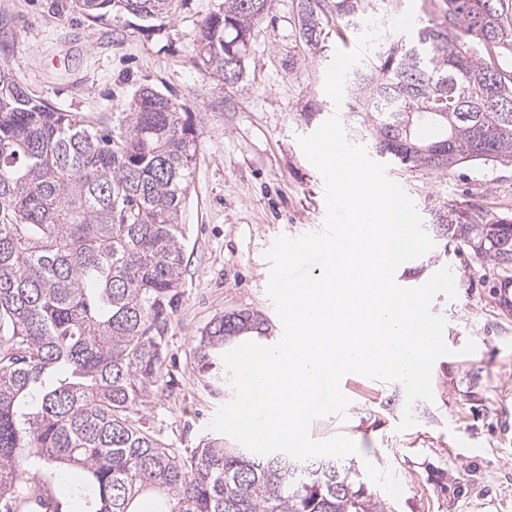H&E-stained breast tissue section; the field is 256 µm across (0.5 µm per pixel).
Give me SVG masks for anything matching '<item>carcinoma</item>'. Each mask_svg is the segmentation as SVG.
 Wrapping results in <instances>:
<instances>
[{
    "label": "carcinoma",
    "instance_id": "carcinoma-1",
    "mask_svg": "<svg viewBox=\"0 0 512 512\" xmlns=\"http://www.w3.org/2000/svg\"><path fill=\"white\" fill-rule=\"evenodd\" d=\"M268 0H224L200 25L197 59L212 78L243 81ZM445 21L378 48L354 68L351 111L373 117L377 155L401 168L512 164L509 0H447ZM92 23L175 13L177 0H69ZM373 0H298L306 42L325 24L348 32ZM199 128L162 92L141 87L110 125L36 99L0 64V509L61 512L46 485L62 465L86 475L87 512H128L166 492L170 512H385L358 470L332 460H259L219 436L173 448L129 420L163 377L167 324L184 286L186 225ZM435 232L498 265L512 284V216L448 205ZM257 311L202 332L198 370L224 383L236 338L266 334ZM31 482L20 486V476Z\"/></svg>",
    "mask_w": 512,
    "mask_h": 512
}]
</instances>
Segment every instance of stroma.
I'll list each match as a JSON object with an SVG mask.
<instances>
[{
    "label": "stroma",
    "instance_id": "1",
    "mask_svg": "<svg viewBox=\"0 0 512 512\" xmlns=\"http://www.w3.org/2000/svg\"><path fill=\"white\" fill-rule=\"evenodd\" d=\"M62 0H0L12 21L7 56L18 82L66 112L111 121L142 86L155 88L189 112L201 135L181 221L188 226L184 288L172 315L164 376L131 421L177 448L209 437V423L230 402L232 388L211 391L194 365L197 338L215 317L257 310L269 320V343L280 325L264 288V253L279 236L320 230L324 181L298 139L338 116L347 139L368 146L362 119L334 106L325 69L342 42L328 34L315 49L301 40L296 0H269L251 32L246 81L231 87L205 75L195 59L202 19L224 0H178L176 12L141 27L122 18L92 24L61 10ZM446 0H378L371 17L379 40L401 36L397 14L416 25L441 22ZM413 199L425 231L450 204H474L488 215H512V166L467 163L449 171L387 168ZM433 248L402 264L407 287L450 268L462 283L456 300L437 296L447 319L451 353L433 366V401L407 404L403 386L355 374L345 416L315 419L316 440L355 441L368 488L388 512H512V289L499 296L482 284L493 269L437 237ZM475 342L474 353L461 349ZM416 424L398 431L404 411Z\"/></svg>",
    "mask_w": 512,
    "mask_h": 512
}]
</instances>
